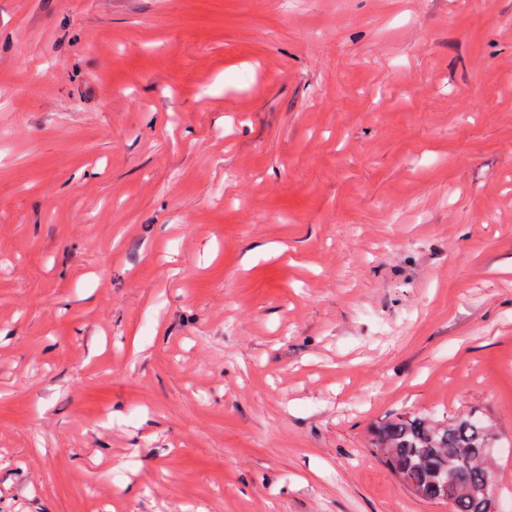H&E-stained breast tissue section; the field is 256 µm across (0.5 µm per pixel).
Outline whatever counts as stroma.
<instances>
[{
  "instance_id": "35a3bbf8",
  "label": "stroma",
  "mask_w": 512,
  "mask_h": 512,
  "mask_svg": "<svg viewBox=\"0 0 512 512\" xmlns=\"http://www.w3.org/2000/svg\"><path fill=\"white\" fill-rule=\"evenodd\" d=\"M512 512V0H0V512ZM493 440L487 417L471 411L448 420L395 417L377 430L372 445L417 498L445 503L441 479L451 468L457 486L451 512H484L483 491L493 498L496 492L487 459Z\"/></svg>"
}]
</instances>
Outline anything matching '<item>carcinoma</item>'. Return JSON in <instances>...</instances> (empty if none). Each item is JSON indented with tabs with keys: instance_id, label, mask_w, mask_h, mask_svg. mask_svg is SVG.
I'll return each mask as SVG.
<instances>
[{
	"instance_id": "carcinoma-1",
	"label": "carcinoma",
	"mask_w": 512,
	"mask_h": 512,
	"mask_svg": "<svg viewBox=\"0 0 512 512\" xmlns=\"http://www.w3.org/2000/svg\"><path fill=\"white\" fill-rule=\"evenodd\" d=\"M493 440L487 417L471 411L448 420L395 417L377 430L373 447L417 498L441 501L442 475L450 469L456 482L451 512H484L485 495L496 492L487 459Z\"/></svg>"
}]
</instances>
